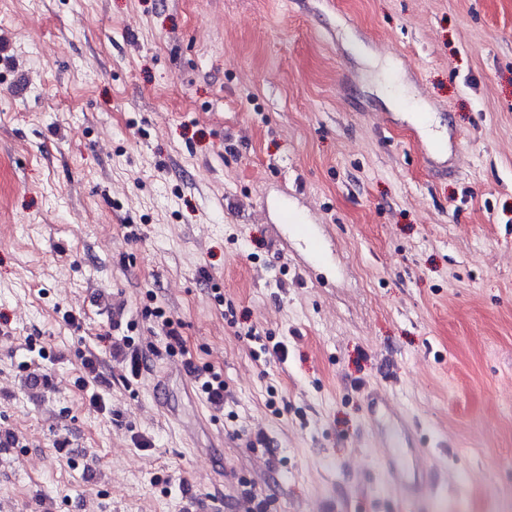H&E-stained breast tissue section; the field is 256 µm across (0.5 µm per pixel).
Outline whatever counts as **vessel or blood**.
<instances>
[{"label": "vessel or blood", "instance_id": "obj_1", "mask_svg": "<svg viewBox=\"0 0 512 512\" xmlns=\"http://www.w3.org/2000/svg\"><path fill=\"white\" fill-rule=\"evenodd\" d=\"M371 430L385 449L381 462L384 475L399 495L418 498L430 491L435 482L431 468L412 465L407 453L419 450L418 440L392 399L372 390L367 394Z\"/></svg>", "mask_w": 512, "mask_h": 512}]
</instances>
